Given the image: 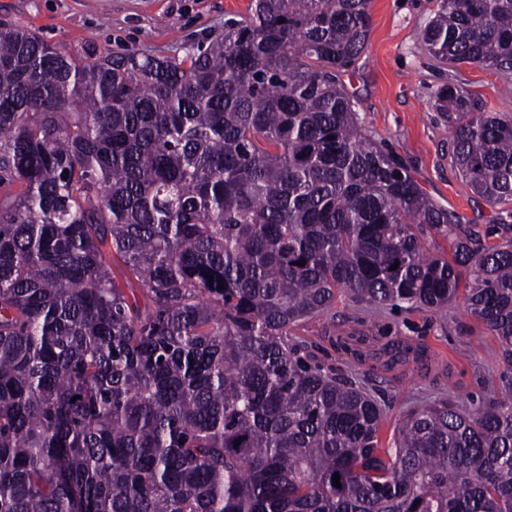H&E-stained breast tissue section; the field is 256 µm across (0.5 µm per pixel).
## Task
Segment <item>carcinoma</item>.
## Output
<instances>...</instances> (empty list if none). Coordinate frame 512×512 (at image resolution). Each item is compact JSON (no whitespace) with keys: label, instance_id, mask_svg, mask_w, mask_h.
<instances>
[{"label":"carcinoma","instance_id":"carcinoma-1","mask_svg":"<svg viewBox=\"0 0 512 512\" xmlns=\"http://www.w3.org/2000/svg\"><path fill=\"white\" fill-rule=\"evenodd\" d=\"M370 3L251 0L169 56L0 22V512H512L511 375L385 446L377 402L292 334L339 292L461 295L512 357V240L453 223L341 80ZM423 43L511 75L512 0H437ZM435 109L471 192L512 201V119L452 81Z\"/></svg>","mask_w":512,"mask_h":512}]
</instances>
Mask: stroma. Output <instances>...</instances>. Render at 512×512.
<instances>
[{
	"instance_id": "1",
	"label": "stroma",
	"mask_w": 512,
	"mask_h": 512,
	"mask_svg": "<svg viewBox=\"0 0 512 512\" xmlns=\"http://www.w3.org/2000/svg\"><path fill=\"white\" fill-rule=\"evenodd\" d=\"M249 0H0V20L39 33L77 53L84 49L168 55L222 33L227 15L245 13ZM435 0H372L371 33L341 80L354 97L363 128L408 167L426 195L458 223L477 230L497 225L493 243L512 239V201L492 203L466 186L451 160V134L434 108L447 81L492 111L512 117L508 77L472 65L451 68L427 51L423 30ZM323 364L344 363L383 409V439H390L413 407L439 399L466 411L494 398L492 384L512 370L502 346L462 302L432 313L375 310L347 298L293 331ZM359 347L390 340L414 351L392 369L338 353L336 336Z\"/></svg>"
}]
</instances>
